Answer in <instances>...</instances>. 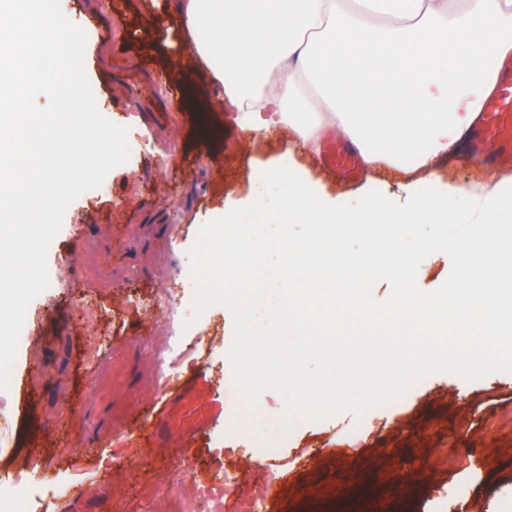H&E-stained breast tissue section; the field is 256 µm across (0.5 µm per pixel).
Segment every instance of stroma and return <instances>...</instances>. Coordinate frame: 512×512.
<instances>
[{"mask_svg":"<svg viewBox=\"0 0 512 512\" xmlns=\"http://www.w3.org/2000/svg\"><path fill=\"white\" fill-rule=\"evenodd\" d=\"M87 35L84 69L98 111L129 129L128 161L67 208L47 251L49 286L28 305L7 388L0 389V481L35 473L54 512H180L200 482L263 498L268 467L283 474L273 512H348L372 500L384 512H512V372L475 380L435 372L363 416L285 417L271 388L245 406L229 358L235 334L224 290L243 284L240 258L224 259L228 193H252L236 220L249 226L267 198L257 167L276 139H241L234 115L214 108V87L186 64L172 0H59ZM186 109L172 111L178 96ZM512 156L443 161V180H478ZM311 197L346 207L380 194L403 202L404 178L384 168L358 180L324 161L309 165ZM469 224H426L402 236L417 286L434 298L456 282L435 237L473 238ZM176 337L201 378L164 376L145 345ZM152 459H113L119 436ZM192 446L191 461L177 459Z\"/></svg>","mask_w":512,"mask_h":512,"instance_id":"obj_1","label":"stroma"}]
</instances>
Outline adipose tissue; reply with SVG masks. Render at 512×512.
Listing matches in <instances>:
<instances>
[{
	"label": "adipose tissue",
	"mask_w": 512,
	"mask_h": 512,
	"mask_svg": "<svg viewBox=\"0 0 512 512\" xmlns=\"http://www.w3.org/2000/svg\"><path fill=\"white\" fill-rule=\"evenodd\" d=\"M174 7L189 64L223 88L221 101L235 112L242 136L258 139L284 129L290 142L261 174L288 185L275 198L276 234L257 243L251 231L235 229L221 243L225 256L248 254L249 287H264L272 266L283 271L268 330L245 331L236 356L244 391L275 373L299 392L303 405L325 409L356 386L367 397L396 392L399 380L390 378L361 387L352 376H311L305 360L335 355L332 336L318 345L300 334L288 360L271 355L278 332L303 319L297 294L303 284L360 288L359 311H380L366 278L378 267L403 284V329L444 324L462 312L479 335L512 332V246H500L512 243V218H502L512 215V195L504 193L512 175L489 170L471 183H447L437 194L419 191L438 180L440 160L463 141L497 88L499 65L512 56V0H174ZM217 57L223 70L212 66ZM330 131L359 150L368 170L402 173L415 191L409 205L398 209L373 195L340 209L335 199L310 197L295 175L296 156L316 160ZM299 224L307 226L313 247L293 240ZM421 224H471L480 236L496 234L478 258L471 242H437L456 257L460 279L436 300L420 295L416 271L394 243L397 233H414ZM359 227L366 242L360 256L335 265L325 248ZM493 292L503 313L485 306ZM351 354L368 356L378 370L393 367L401 378L427 365L426 357L383 336L364 337Z\"/></svg>",
	"instance_id": "ef3b65f1"
}]
</instances>
